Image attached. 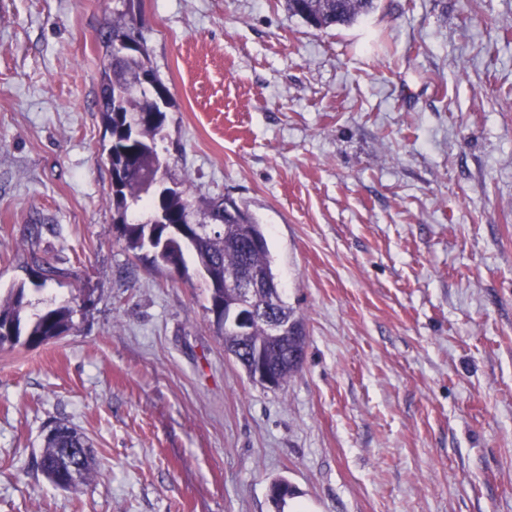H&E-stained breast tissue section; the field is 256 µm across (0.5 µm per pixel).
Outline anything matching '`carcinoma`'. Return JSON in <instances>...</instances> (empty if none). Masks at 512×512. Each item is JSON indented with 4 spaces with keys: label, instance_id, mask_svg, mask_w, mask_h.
Returning <instances> with one entry per match:
<instances>
[{
    "label": "carcinoma",
    "instance_id": "carcinoma-1",
    "mask_svg": "<svg viewBox=\"0 0 512 512\" xmlns=\"http://www.w3.org/2000/svg\"><path fill=\"white\" fill-rule=\"evenodd\" d=\"M117 2L119 6L112 10V20L101 32L107 62L102 71L100 112L110 135L107 155L112 166L113 223L121 225L119 239L128 251L142 253V258L149 259L158 268L170 263L185 270L186 255L189 254L196 271L205 268L226 283L247 265L259 270L270 287H279L265 231L245 210L236 205L231 211L221 199L197 200L192 184L186 179L177 183V188L161 194L150 191L149 178L158 160L156 141L167 122V109L157 105L156 97L165 94L166 90L156 81L149 85L142 82L143 76H153L155 72L141 32L144 21L136 10L138 0ZM374 2L285 0V6L290 14L308 25L328 29L349 25L369 14ZM117 39L134 40L138 48L131 54L118 56L113 52ZM141 202L153 210H162L172 224L180 223L183 218L195 223L200 214L202 220L199 222L219 224L221 229L214 233L190 231L187 238L164 247L167 225L155 226L149 235L142 224L127 221L129 210ZM36 271L40 272L41 287L60 275L51 259L33 251L29 273ZM280 302L279 312L290 322V329L275 342L267 340L260 322L254 323L246 336L220 326L217 330L224 340V348L231 354H239L242 347L263 345L267 364L278 373L284 385L301 367L296 358L305 354L306 336L302 322L293 316L285 299ZM29 306V291L23 282L11 288L5 297H0L1 351L34 349L67 335L76 327L73 321L76 310L70 301L50 302L31 315L27 314ZM86 447L87 440L77 429L58 425L44 439L39 468L49 481L55 483L67 474L61 469L65 449Z\"/></svg>",
    "mask_w": 512,
    "mask_h": 512
}]
</instances>
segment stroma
<instances>
[{
	"label": "stroma",
	"instance_id": "35a3bbf8",
	"mask_svg": "<svg viewBox=\"0 0 512 512\" xmlns=\"http://www.w3.org/2000/svg\"><path fill=\"white\" fill-rule=\"evenodd\" d=\"M376 0L318 30L284 0H141L174 180L263 224L306 329L251 381L205 285L113 228L99 34L114 0H0V293L39 254L76 329L0 351V512H512V0ZM91 442L77 491L37 467ZM286 480L295 495L269 496ZM65 448H83L86 453L89 445L85 436L73 427L58 425L50 430L40 451L39 468L54 484L67 474L65 468L61 470Z\"/></svg>",
	"mask_w": 512,
	"mask_h": 512
}]
</instances>
